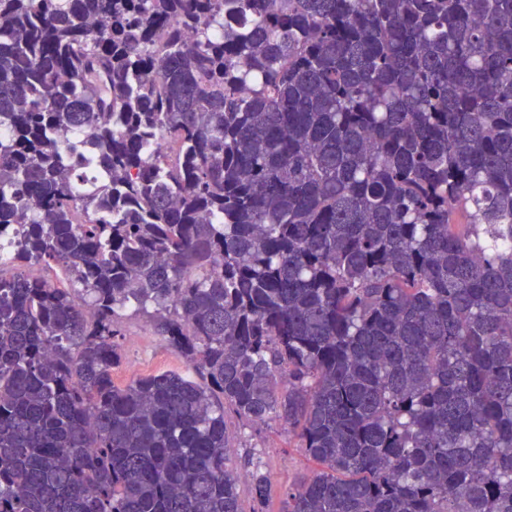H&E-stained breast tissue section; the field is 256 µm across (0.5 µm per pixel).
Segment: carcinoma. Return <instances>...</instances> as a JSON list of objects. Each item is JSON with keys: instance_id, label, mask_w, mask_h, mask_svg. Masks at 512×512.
Masks as SVG:
<instances>
[{"instance_id": "carcinoma-1", "label": "carcinoma", "mask_w": 512, "mask_h": 512, "mask_svg": "<svg viewBox=\"0 0 512 512\" xmlns=\"http://www.w3.org/2000/svg\"><path fill=\"white\" fill-rule=\"evenodd\" d=\"M0 127V512H241L228 413L283 512H512V0H0ZM123 336L118 342L123 354V364L112 372V381L118 387L126 386L133 377L158 374L166 371L185 372L182 355L155 336L147 318L129 315L122 325ZM226 420L235 446L231 465L239 476L238 492L242 510L250 512L253 508L250 473L258 466L271 483L268 508L271 512H280L284 489L297 477L311 475L316 465L305 457L300 448L293 447L295 443L288 440L287 427L280 422L252 429L242 427L231 414L227 415Z\"/></svg>"}]
</instances>
